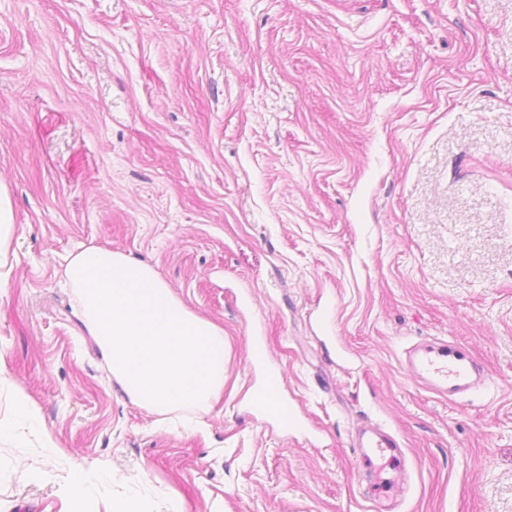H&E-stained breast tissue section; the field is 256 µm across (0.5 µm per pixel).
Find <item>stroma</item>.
<instances>
[{
    "instance_id": "stroma-1",
    "label": "stroma",
    "mask_w": 512,
    "mask_h": 512,
    "mask_svg": "<svg viewBox=\"0 0 512 512\" xmlns=\"http://www.w3.org/2000/svg\"><path fill=\"white\" fill-rule=\"evenodd\" d=\"M0 184V424L17 388L40 420L0 439V512L135 479L149 512H512V0H0ZM84 245L223 326L195 429L113 377L64 286ZM437 339L486 385L412 379ZM268 369L292 430L250 407ZM78 463L112 476L80 505ZM13 226V212L7 188L0 184V266L5 265L2 258L6 257L11 228Z\"/></svg>"
}]
</instances>
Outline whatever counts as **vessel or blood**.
Listing matches in <instances>:
<instances>
[{
    "mask_svg": "<svg viewBox=\"0 0 512 512\" xmlns=\"http://www.w3.org/2000/svg\"><path fill=\"white\" fill-rule=\"evenodd\" d=\"M405 355L409 372L442 397L453 399L466 395L485 381L483 370L472 355L447 341L416 344L408 348ZM259 406L275 419L280 429H290L296 423L292 410L280 396L274 377H266Z\"/></svg>",
    "mask_w": 512,
    "mask_h": 512,
    "instance_id": "vessel-or-blood-1",
    "label": "vessel or blood"
}]
</instances>
